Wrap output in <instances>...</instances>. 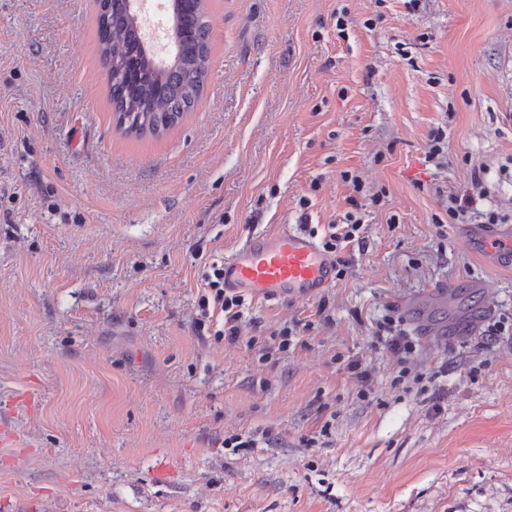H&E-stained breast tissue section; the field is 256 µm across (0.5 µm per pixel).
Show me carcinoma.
<instances>
[{"mask_svg": "<svg viewBox=\"0 0 512 512\" xmlns=\"http://www.w3.org/2000/svg\"><path fill=\"white\" fill-rule=\"evenodd\" d=\"M178 62L150 65L126 0H96L98 51L106 67L117 127L130 137H161L192 111L211 50L203 0H178Z\"/></svg>", "mask_w": 512, "mask_h": 512, "instance_id": "1", "label": "carcinoma"}]
</instances>
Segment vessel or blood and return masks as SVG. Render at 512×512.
<instances>
[{
  "label": "vessel or blood",
  "instance_id": "vessel-or-blood-1",
  "mask_svg": "<svg viewBox=\"0 0 512 512\" xmlns=\"http://www.w3.org/2000/svg\"><path fill=\"white\" fill-rule=\"evenodd\" d=\"M482 255L512 261V228L479 240ZM336 277L335 259L306 233L283 226L258 236L224 259V285L268 300L283 292L311 297Z\"/></svg>",
  "mask_w": 512,
  "mask_h": 512
}]
</instances>
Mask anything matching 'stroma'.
I'll use <instances>...</instances> for the list:
<instances>
[{
    "instance_id": "1",
    "label": "stroma",
    "mask_w": 512,
    "mask_h": 512,
    "mask_svg": "<svg viewBox=\"0 0 512 512\" xmlns=\"http://www.w3.org/2000/svg\"><path fill=\"white\" fill-rule=\"evenodd\" d=\"M205 8L195 110L135 139L94 0H0V512H512V334H482L512 322V270L443 200L479 169L512 214V0ZM344 171L380 201L341 276L247 299L239 343L198 335L200 266L339 222ZM391 310L405 365L376 336ZM285 326L298 344L269 353Z\"/></svg>"
}]
</instances>
